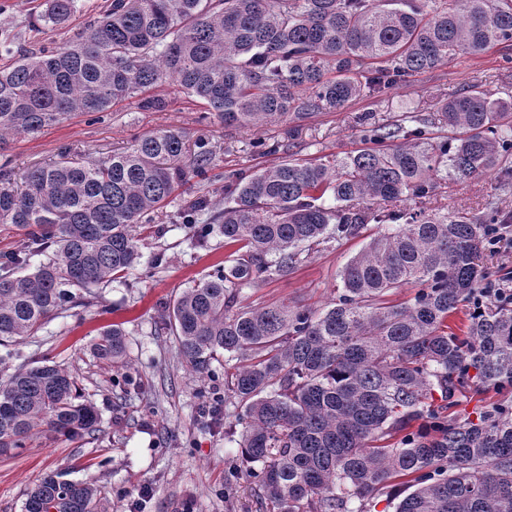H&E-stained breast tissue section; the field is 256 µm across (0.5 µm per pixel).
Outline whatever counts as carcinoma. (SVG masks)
<instances>
[{"label": "carcinoma", "mask_w": 512, "mask_h": 512, "mask_svg": "<svg viewBox=\"0 0 512 512\" xmlns=\"http://www.w3.org/2000/svg\"><path fill=\"white\" fill-rule=\"evenodd\" d=\"M111 0L73 44L13 52L0 69V141L37 133L73 112H107L167 81L228 126L304 120L381 96L458 56L512 42V0ZM77 0H49L40 21L63 26ZM430 136L425 119L371 124L368 146L316 160H281L224 185V209L207 224L201 195L170 216L200 245L219 225L236 250L185 288L165 329L192 372L222 354L239 361L228 390L241 409L246 474L278 512H371L390 487L396 512H512V306L487 299L464 335L448 318L487 279L481 257L492 225L512 213L493 203L468 213L412 212L386 203L424 198L449 175L464 183L498 170L512 186V95L472 85L449 97ZM186 134L163 129L124 152L63 160L30 171L21 189L0 166V224L22 232L0 274V345L33 336L74 303L73 289L135 267L132 227L167 207L189 176L207 179L212 149L200 142L181 164ZM390 228L341 274L336 299L318 308L238 306L243 287L281 274L328 237ZM34 255L47 260L23 272ZM408 301L387 297L409 284ZM124 329L100 333L93 352L119 362ZM470 389L503 399L477 420L451 414ZM63 366L44 360L0 382V455L35 436L96 431ZM90 482L44 476L24 512H94Z\"/></svg>", "instance_id": "cac0c4a2"}]
</instances>
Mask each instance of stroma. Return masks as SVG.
Returning <instances> with one entry per match:
<instances>
[{"label": "stroma", "instance_id": "stroma-1", "mask_svg": "<svg viewBox=\"0 0 512 512\" xmlns=\"http://www.w3.org/2000/svg\"><path fill=\"white\" fill-rule=\"evenodd\" d=\"M106 2L78 0L80 9L68 24L51 27L35 23L46 0H0V39H14L28 49L67 46ZM472 84L491 91L512 86V48L499 45L477 57L456 58L410 77L386 95L364 96L343 110L318 113L294 132L281 122L224 126L202 101L167 82L154 90L167 102L164 111L141 110L133 97L103 113L78 112L37 134L8 137L0 144V165H8L18 182L29 169L61 155L106 158L142 135L179 128L188 142L206 141L213 161L208 180L192 178L174 202L183 205L204 195L214 213L224 206L222 186L230 173H256L282 158L344 155L363 147V117L382 124L410 110L431 119L444 99ZM490 202L512 212V188L502 189L493 171L464 183L443 182L430 196L409 199L406 206L478 217ZM381 231V225L370 224L358 237L327 239L287 274L263 277L243 289L240 306L285 303L316 309L331 302L342 285L345 265ZM135 234L141 258L133 270L94 287L35 336L10 348L0 345V359L9 368L37 366L46 359L66 367L100 417L94 434L79 439L47 435L0 456V512H24L27 492L43 476L57 472L95 485V512H125L129 507L134 512H184L189 506L194 512L271 510L240 472L242 426L234 399L225 397L218 421L202 412L212 390L226 389L235 361L220 357L212 375H196L175 337L163 328L168 304L223 265L229 253L224 237L213 232L208 247H197L186 225L171 223L164 212L154 223L137 225ZM159 252L165 261L157 267L152 259ZM114 324L126 332L127 355L120 363L101 360L92 350L100 332ZM144 485L150 492L142 497L138 491Z\"/></svg>", "mask_w": 512, "mask_h": 512}]
</instances>
